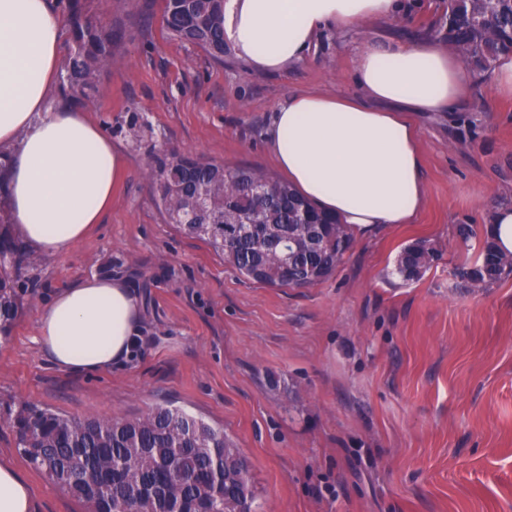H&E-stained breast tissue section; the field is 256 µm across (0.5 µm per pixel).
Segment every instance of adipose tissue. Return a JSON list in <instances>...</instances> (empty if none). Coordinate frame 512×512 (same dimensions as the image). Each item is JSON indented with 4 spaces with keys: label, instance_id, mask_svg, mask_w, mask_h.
I'll return each instance as SVG.
<instances>
[{
    "label": "adipose tissue",
    "instance_id": "obj_1",
    "mask_svg": "<svg viewBox=\"0 0 512 512\" xmlns=\"http://www.w3.org/2000/svg\"><path fill=\"white\" fill-rule=\"evenodd\" d=\"M399 0H224V41L251 69L284 73L325 28L395 15ZM64 23L48 0H0V160L14 225L38 255L67 256L99 223L125 159L81 109L50 110ZM463 60L436 41L364 42L353 97L303 92L274 112L266 146L304 199L365 235L411 224L425 198L420 112L470 94ZM143 308L125 278L93 275L41 306L36 343L62 370L102 371L131 356ZM0 512H35L30 486L0 464Z\"/></svg>",
    "mask_w": 512,
    "mask_h": 512
}]
</instances>
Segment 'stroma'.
<instances>
[{"instance_id": "obj_1", "label": "stroma", "mask_w": 512, "mask_h": 512, "mask_svg": "<svg viewBox=\"0 0 512 512\" xmlns=\"http://www.w3.org/2000/svg\"><path fill=\"white\" fill-rule=\"evenodd\" d=\"M121 33L87 116L126 158L100 224L66 257L21 269L24 292L0 338V463L27 478L38 512H84L20 453L21 407L127 417L171 403L220 427L249 462L256 512H512V277L466 292L450 274L475 258L458 224L512 204V99L474 79L452 112H420L425 205L415 223L356 238L329 280L272 288L240 277L205 241L163 223L150 150L230 166L278 168L264 133L299 92L356 94L365 41L432 36L447 0H401L359 30H323L284 74L233 55L216 64L166 37L161 0H84ZM140 115L132 123V115ZM444 256L403 282L400 250ZM127 276L146 321L129 360L104 372L53 366L35 341L39 306L104 269Z\"/></svg>"}]
</instances>
